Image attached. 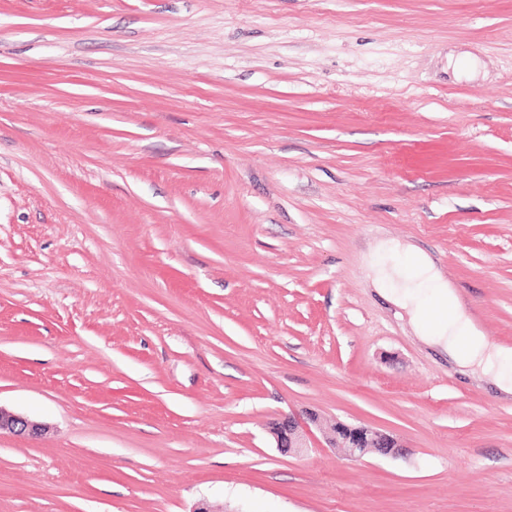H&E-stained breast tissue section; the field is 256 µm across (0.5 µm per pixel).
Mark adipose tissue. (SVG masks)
Returning <instances> with one entry per match:
<instances>
[{"mask_svg": "<svg viewBox=\"0 0 512 512\" xmlns=\"http://www.w3.org/2000/svg\"><path fill=\"white\" fill-rule=\"evenodd\" d=\"M371 270L381 293L407 311L417 336L461 367L475 368L498 392L512 394V347L489 344L433 260L414 246L382 243Z\"/></svg>", "mask_w": 512, "mask_h": 512, "instance_id": "1", "label": "adipose tissue"}]
</instances>
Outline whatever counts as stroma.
I'll return each mask as SVG.
<instances>
[{
  "label": "stroma",
  "instance_id": "obj_1",
  "mask_svg": "<svg viewBox=\"0 0 512 512\" xmlns=\"http://www.w3.org/2000/svg\"><path fill=\"white\" fill-rule=\"evenodd\" d=\"M383 240L512 346V0H0V512H512ZM2 430L30 436H40L46 431V426L0 408V431ZM272 433L276 439L277 448L284 451L293 449L295 452H302L309 448L311 430L305 421L289 416L278 428H273ZM323 439L326 445L345 448L352 459H361L373 451L395 456L399 454L398 448H403L393 435L368 426L354 427L340 422L324 432Z\"/></svg>",
  "mask_w": 512,
  "mask_h": 512
}]
</instances>
